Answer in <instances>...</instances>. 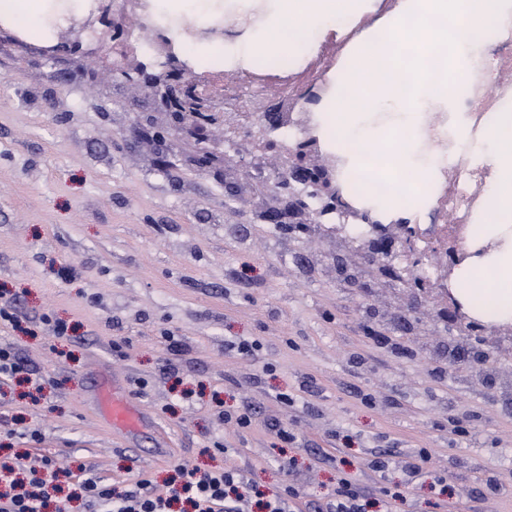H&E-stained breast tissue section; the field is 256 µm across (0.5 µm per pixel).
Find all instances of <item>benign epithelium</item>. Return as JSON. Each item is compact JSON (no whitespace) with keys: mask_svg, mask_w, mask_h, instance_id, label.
<instances>
[{"mask_svg":"<svg viewBox=\"0 0 512 512\" xmlns=\"http://www.w3.org/2000/svg\"><path fill=\"white\" fill-rule=\"evenodd\" d=\"M74 37L65 42L63 48L80 60H87L82 31L88 27L101 26L110 32L118 50L99 59L97 67L113 73L132 75V82L155 93L156 112L147 119V124L134 127L131 135L158 146L155 165L167 171L176 165V156L206 171L224 182L229 195L245 197L247 185H267L266 198L249 201L261 224H274L281 229H297L300 224H313L315 208L309 196L298 189L300 185L313 183L318 189L321 211H336L342 198L338 182L341 160L323 154L310 136L288 150L292 162L288 176L279 179L273 176L278 156L282 149L274 144L260 141L243 134L239 116L234 112L218 113L209 99L202 97L197 87L183 79L182 68L168 64L157 71L148 67L134 46L126 43V21L112 14L106 6L92 18L74 23ZM503 240H489L477 248L462 243L440 246L453 255L450 266L461 265L473 258H481L497 249ZM393 241L389 234L377 231L369 237L367 252L374 257L388 256ZM425 293H433L443 308L452 316L469 318L464 305L451 292L425 286Z\"/></svg>","mask_w":512,"mask_h":512,"instance_id":"1","label":"benign epithelium"}]
</instances>
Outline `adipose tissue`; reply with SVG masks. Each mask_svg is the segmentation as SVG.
I'll return each mask as SVG.
<instances>
[{
    "mask_svg": "<svg viewBox=\"0 0 512 512\" xmlns=\"http://www.w3.org/2000/svg\"><path fill=\"white\" fill-rule=\"evenodd\" d=\"M374 0H275L240 60L295 55L331 24L356 23ZM512 31V0H394L387 14L346 48L323 105V130L336 142L343 176L383 185L373 205L402 215L433 179L423 149L424 113L448 112V149L488 171L473 240H501L481 263L448 273V288L490 321L512 319V92L471 131L460 111L475 87L499 86L493 46ZM384 113L375 121L374 113ZM377 146L376 157L361 154Z\"/></svg>",
    "mask_w": 512,
    "mask_h": 512,
    "instance_id": "ef3b65f1",
    "label": "adipose tissue"
}]
</instances>
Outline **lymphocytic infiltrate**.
I'll list each match as a JSON object with an SVG mask.
<instances>
[{
    "instance_id": "1",
    "label": "lymphocytic infiltrate",
    "mask_w": 512,
    "mask_h": 512,
    "mask_svg": "<svg viewBox=\"0 0 512 512\" xmlns=\"http://www.w3.org/2000/svg\"><path fill=\"white\" fill-rule=\"evenodd\" d=\"M65 472L46 456L17 455L0 461V512H45L49 500L60 493ZM80 488L88 512H170L172 502L185 501L192 512H295L299 490L281 484L257 489L241 469L227 467L207 471L178 465L164 489L150 478L118 492L99 478L85 479ZM402 491H365L345 477L327 502L313 505L312 512H381Z\"/></svg>"
}]
</instances>
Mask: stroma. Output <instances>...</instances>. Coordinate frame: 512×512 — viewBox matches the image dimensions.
I'll use <instances>...</instances> for the list:
<instances>
[{
  "instance_id": "stroma-1",
  "label": "stroma",
  "mask_w": 512,
  "mask_h": 512,
  "mask_svg": "<svg viewBox=\"0 0 512 512\" xmlns=\"http://www.w3.org/2000/svg\"><path fill=\"white\" fill-rule=\"evenodd\" d=\"M153 107L126 81L61 50L47 60L40 37L0 28V289L28 319L0 328V344L44 381L36 401L0 382V456L47 455L73 482L94 475L120 490L146 474L163 485L180 464L234 466L261 489L298 484L308 502L330 497L341 473L406 485L393 512H512V353L480 377L439 360L454 323L410 301L405 283L382 287V265L363 272L370 288L349 287L323 238L255 223L196 168H151L127 132ZM46 316L66 335L45 330ZM243 339L258 342L252 355L233 350ZM115 383L156 427L139 448L90 404ZM245 404L249 428L219 419ZM158 432L161 460L148 452ZM422 451V473L407 478ZM387 454L383 478L373 463Z\"/></svg>"
}]
</instances>
